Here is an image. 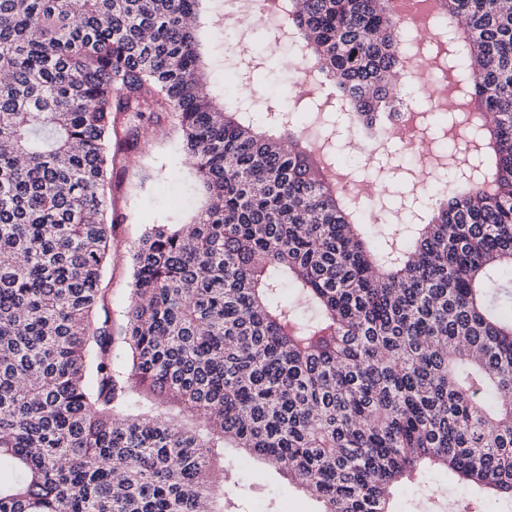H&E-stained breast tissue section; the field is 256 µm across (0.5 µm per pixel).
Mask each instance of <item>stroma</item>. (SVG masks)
<instances>
[{"label":"stroma","mask_w":512,"mask_h":512,"mask_svg":"<svg viewBox=\"0 0 512 512\" xmlns=\"http://www.w3.org/2000/svg\"><path fill=\"white\" fill-rule=\"evenodd\" d=\"M204 202L181 152L179 133L169 120L145 128L141 144L124 170L112 178V255L104 271L110 290L107 316L118 365H126L128 347L120 338L123 314L131 301L133 244L153 224L189 223ZM238 481L226 496L236 512H319L317 500L289 485L284 476L261 460L227 449ZM470 486L438 469L428 470L422 484L408 483L398 491L395 512H454L457 502L469 497Z\"/></svg>","instance_id":"obj_1"}]
</instances>
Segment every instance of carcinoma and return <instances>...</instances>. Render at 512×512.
Returning a JSON list of instances; mask_svg holds the SVG:
<instances>
[{
    "instance_id": "obj_1",
    "label": "carcinoma",
    "mask_w": 512,
    "mask_h": 512,
    "mask_svg": "<svg viewBox=\"0 0 512 512\" xmlns=\"http://www.w3.org/2000/svg\"><path fill=\"white\" fill-rule=\"evenodd\" d=\"M206 0H0V512H224V450L263 460L321 512H394L433 467L512 499V0H437L446 114L398 81L413 51L391 0H288L292 67L334 104L204 89ZM407 96L453 131L413 210L342 192L336 109L363 149H405ZM166 116L207 195L132 251L122 335L109 289L114 171ZM173 403L127 415L133 394ZM481 496L455 512H484Z\"/></svg>"
}]
</instances>
